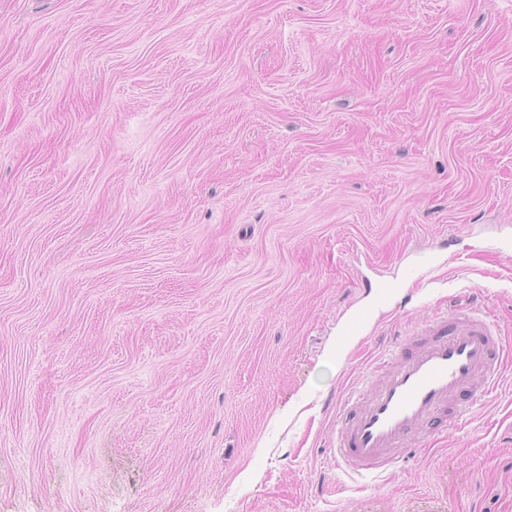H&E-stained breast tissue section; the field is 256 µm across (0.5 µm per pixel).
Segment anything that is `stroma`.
<instances>
[{
    "instance_id": "obj_1",
    "label": "stroma",
    "mask_w": 512,
    "mask_h": 512,
    "mask_svg": "<svg viewBox=\"0 0 512 512\" xmlns=\"http://www.w3.org/2000/svg\"><path fill=\"white\" fill-rule=\"evenodd\" d=\"M511 238L512 0H0V512H512V374L331 449Z\"/></svg>"
}]
</instances>
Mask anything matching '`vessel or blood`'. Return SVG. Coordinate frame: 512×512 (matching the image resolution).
Returning a JSON list of instances; mask_svg holds the SVG:
<instances>
[{"instance_id":"vessel-or-blood-1","label":"vessel or blood","mask_w":512,"mask_h":512,"mask_svg":"<svg viewBox=\"0 0 512 512\" xmlns=\"http://www.w3.org/2000/svg\"><path fill=\"white\" fill-rule=\"evenodd\" d=\"M367 394L336 410L337 461L359 476L395 465L412 439L458 426L478 397L490 395L506 355L498 332L461 305L394 342Z\"/></svg>"}]
</instances>
